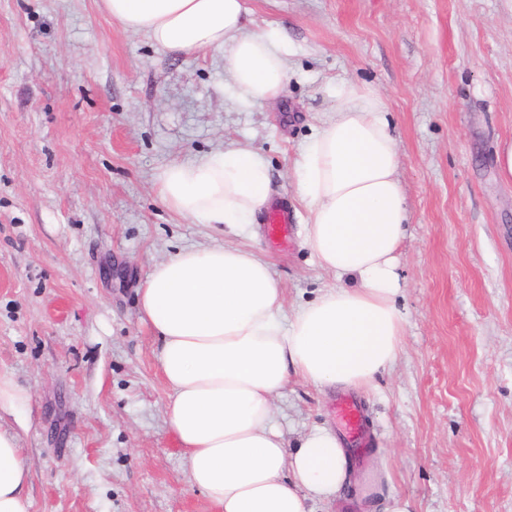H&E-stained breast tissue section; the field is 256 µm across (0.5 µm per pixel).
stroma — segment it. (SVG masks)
<instances>
[{"instance_id":"obj_1","label":"stroma","mask_w":512,"mask_h":512,"mask_svg":"<svg viewBox=\"0 0 512 512\" xmlns=\"http://www.w3.org/2000/svg\"><path fill=\"white\" fill-rule=\"evenodd\" d=\"M100 0H0V373L28 396L1 410L26 459L31 512H220L193 487L165 424L169 391L137 292L155 262L236 243L175 216L170 163L243 144L269 160L294 234L252 245L287 310L336 285L303 246L292 161L344 80L387 102L409 215L399 253L405 331L395 363L355 390L371 444L351 479L384 470L375 505L352 487L312 512H512V0H245L293 47L288 82L240 102L224 54L171 55ZM338 389L291 379L289 446L339 432Z\"/></svg>"}]
</instances>
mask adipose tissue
<instances>
[{
    "label": "adipose tissue",
    "instance_id": "adipose-tissue-1",
    "mask_svg": "<svg viewBox=\"0 0 512 512\" xmlns=\"http://www.w3.org/2000/svg\"><path fill=\"white\" fill-rule=\"evenodd\" d=\"M122 29L172 53L220 50L239 100L277 98L292 48L273 27L246 26L245 0H101ZM331 116L294 162L306 210L304 245L318 266L348 278L285 316L269 260L248 245L186 249L154 263L140 309L159 345L170 391L166 425L190 483L222 512H309L350 483L345 449L321 428L299 448L273 423L290 378L365 389L397 359L404 321L398 252L408 211L386 104L372 88L338 83ZM162 203L198 224L246 233L272 186L264 156L234 145L158 177ZM29 469L0 429V512H30Z\"/></svg>",
    "mask_w": 512,
    "mask_h": 512
}]
</instances>
